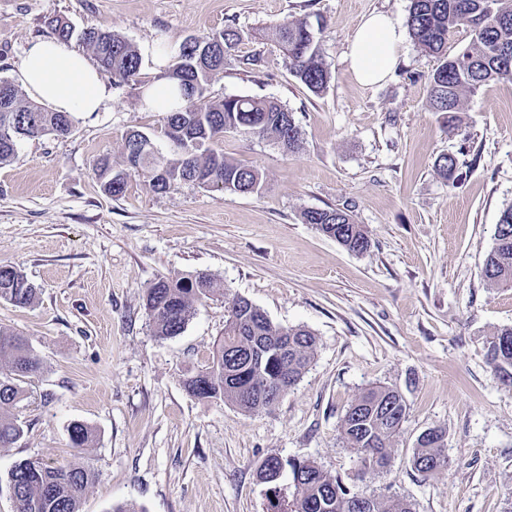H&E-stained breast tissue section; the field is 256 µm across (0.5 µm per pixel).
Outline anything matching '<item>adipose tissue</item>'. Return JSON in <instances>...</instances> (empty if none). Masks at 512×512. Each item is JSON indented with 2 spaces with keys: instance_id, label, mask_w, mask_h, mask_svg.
Segmentation results:
<instances>
[{
  "instance_id": "1",
  "label": "adipose tissue",
  "mask_w": 512,
  "mask_h": 512,
  "mask_svg": "<svg viewBox=\"0 0 512 512\" xmlns=\"http://www.w3.org/2000/svg\"><path fill=\"white\" fill-rule=\"evenodd\" d=\"M402 41L401 29L386 14L364 17L348 46L356 81H384L397 62ZM17 79L35 100L58 112H104L112 97L104 76L86 56L55 40L38 41L25 50Z\"/></svg>"
}]
</instances>
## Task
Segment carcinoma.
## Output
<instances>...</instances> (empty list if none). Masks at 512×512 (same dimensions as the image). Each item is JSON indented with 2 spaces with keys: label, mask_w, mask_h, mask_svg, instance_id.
<instances>
[{
  "label": "carcinoma",
  "mask_w": 512,
  "mask_h": 512,
  "mask_svg": "<svg viewBox=\"0 0 512 512\" xmlns=\"http://www.w3.org/2000/svg\"><path fill=\"white\" fill-rule=\"evenodd\" d=\"M56 39L69 43L74 34L71 23L62 18L48 21ZM406 26L414 43L435 56L438 65L429 81V106L448 115L453 125L461 110L464 93L473 92L493 79L512 80V0H411ZM471 33V43L455 55H448V38L459 27ZM272 35L288 54L291 73L310 91L326 90L331 74L320 58L314 32L303 19L272 27ZM243 39L231 25L186 40L168 65L167 78L178 82L184 104L165 113L163 134L177 152L143 148L146 135L131 131L124 142L123 164L109 158L99 160L96 175L104 190L122 195L133 175L148 179L154 192L164 193L176 182H192L206 188L253 193L261 187L259 172L224 158L210 144L228 131H247L270 137L286 151L300 146L301 131L293 112L269 99L230 95L206 109L195 105L203 96L212 75L224 69ZM83 42L91 49L97 67L112 84L140 82L142 57L127 39L110 29L83 32ZM0 164L15 153L18 142L46 135L64 137L71 132L73 115L56 112L31 103L7 79H0ZM303 221L322 234L330 233L348 250L364 253L372 243L364 229L353 223L341 208L311 209ZM489 285L512 287V204L500 215L494 232V245L482 269ZM219 293L215 280L207 275L163 277L146 294V309L155 336L166 339L186 328L193 304ZM0 300L27 307L36 300V288L13 266L0 265ZM228 318L224 339L217 343L208 366L184 380L189 394L198 399L229 402L244 412L267 409L277 394L295 387L309 367L316 350V336L304 328L273 325L266 315L234 296L227 299ZM494 373L512 386V326L499 329L489 342ZM0 446L23 435L21 423L3 409L24 396L20 382L35 376L39 358L27 340L0 329ZM406 419L402 396L386 386H373L361 392L345 412L340 426L342 439L357 459L369 457L376 468L389 465L394 439ZM71 442L84 448L94 440L89 426H70ZM446 432L434 430L418 437L410 462L421 474H431L448 465ZM263 465L271 475L273 499L269 512H413L402 501H383L346 486L341 479L327 475L310 460H279L268 457ZM94 472L87 464H57L24 460L8 473L7 485L15 488L16 512H80L83 493ZM288 485H282L283 478Z\"/></svg>",
  "instance_id": "carcinoma-1"
}]
</instances>
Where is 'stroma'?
Returning <instances> with one entry per match:
<instances>
[{"instance_id":"stroma-1","label":"stroma","mask_w":512,"mask_h":512,"mask_svg":"<svg viewBox=\"0 0 512 512\" xmlns=\"http://www.w3.org/2000/svg\"><path fill=\"white\" fill-rule=\"evenodd\" d=\"M410 0H0V78L15 80L24 50L51 37L47 21L107 27L137 48L232 25L244 39L212 76L198 107L229 95L293 112L298 150L229 132L213 148L255 167L258 192L178 183L155 193L133 176L122 196L94 173L123 162L138 130L161 151L163 115L139 85L112 90L107 112L75 115L70 134L21 140L0 164V265L19 269L34 304L0 301V327L26 336L42 363L10 412L24 433L0 448V512L22 460L85 462L95 472L81 512H267L256 477L267 457L308 459L331 476L415 512H504L512 495V389L489 364L494 333L512 326V288L482 275L503 207L512 203V81L466 94L456 123L432 111L434 56L404 38L395 71L363 86L347 58L364 15L404 25ZM307 19L332 79L311 93L291 73L270 27ZM256 64H249V57ZM463 177L442 176L440 155ZM341 208L372 240L356 254L304 223ZM205 272L281 327L317 338L298 384L275 407L245 413L184 388L224 335L225 297L196 303L184 332L154 336L145 300L159 278ZM398 391L407 416L390 465L358 474L340 438L366 388ZM96 431L72 447L69 428ZM446 433L448 466L430 475L409 458L427 429Z\"/></svg>"}]
</instances>
